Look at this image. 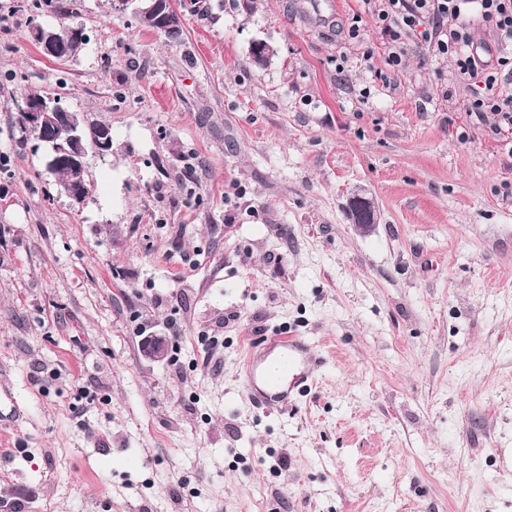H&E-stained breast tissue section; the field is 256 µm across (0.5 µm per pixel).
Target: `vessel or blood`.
I'll use <instances>...</instances> for the list:
<instances>
[{
  "label": "vessel or blood",
  "instance_id": "b4317fda",
  "mask_svg": "<svg viewBox=\"0 0 512 512\" xmlns=\"http://www.w3.org/2000/svg\"><path fill=\"white\" fill-rule=\"evenodd\" d=\"M323 364L303 337L282 331L251 347L244 387L257 403L278 407L303 395Z\"/></svg>",
  "mask_w": 512,
  "mask_h": 512
}]
</instances>
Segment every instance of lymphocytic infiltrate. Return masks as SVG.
<instances>
[{
    "mask_svg": "<svg viewBox=\"0 0 512 512\" xmlns=\"http://www.w3.org/2000/svg\"><path fill=\"white\" fill-rule=\"evenodd\" d=\"M347 36L362 40L360 22L370 16L382 36V56L393 75L405 67L410 38L450 59L455 80L480 79L463 105L475 116L497 115V132L512 136V0H356ZM492 32L496 54H479L473 26Z\"/></svg>",
    "mask_w": 512,
    "mask_h": 512,
    "instance_id": "1",
    "label": "lymphocytic infiltrate"
}]
</instances>
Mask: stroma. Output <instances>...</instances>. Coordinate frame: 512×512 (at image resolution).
<instances>
[{
    "mask_svg": "<svg viewBox=\"0 0 512 512\" xmlns=\"http://www.w3.org/2000/svg\"><path fill=\"white\" fill-rule=\"evenodd\" d=\"M26 3L0 0V512H512V148L451 62L386 79L350 0H173L177 41L74 0L61 62ZM36 91L112 127L83 204L18 123ZM285 329L326 364L267 410L244 356ZM349 218L362 233H370L378 224L379 210L375 200L359 190L351 194L348 202Z\"/></svg>",
    "mask_w": 512,
    "mask_h": 512,
    "instance_id": "obj_1",
    "label": "stroma"
}]
</instances>
